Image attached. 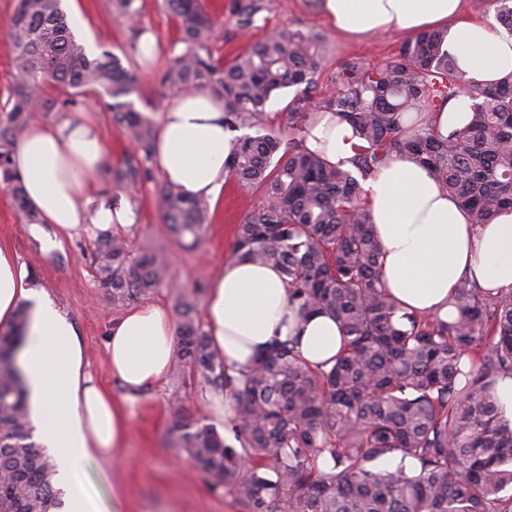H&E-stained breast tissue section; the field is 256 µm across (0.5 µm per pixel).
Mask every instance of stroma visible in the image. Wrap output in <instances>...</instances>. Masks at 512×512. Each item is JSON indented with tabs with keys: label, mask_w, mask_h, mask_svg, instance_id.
<instances>
[{
	"label": "stroma",
	"mask_w": 512,
	"mask_h": 512,
	"mask_svg": "<svg viewBox=\"0 0 512 512\" xmlns=\"http://www.w3.org/2000/svg\"><path fill=\"white\" fill-rule=\"evenodd\" d=\"M229 0H204L217 21L211 52L216 61L226 62L250 44L282 30H302L324 36V62L318 80L319 93L333 87L342 62L358 58L380 65L397 54L403 35L389 32L349 39L331 28L311 0H263L265 9L248 31H239L223 7ZM142 27L154 35L159 52L149 62H141L131 44L128 24L113 18L109 0H71L83 30L95 46H108L137 77L132 99L137 108L155 116L169 95L163 83L178 38L176 18L163 0H139ZM15 0H0V107L4 106L14 79L11 18ZM93 113L105 145L107 166L92 179L93 187L112 192L110 171L120 165L130 145L112 121L105 100L92 99L78 106ZM135 222L123 235L132 249L147 246L161 252L169 263L171 287H159L144 295V302L160 301L172 314H179L175 290L197 289L198 305H205L211 276L230 259L237 224L262 201V192L228 180L220 198L211 203L209 223L200 243L184 247L170 234L155 197L154 181H147L128 196ZM93 239L84 234L58 239L46 247L44 237L32 234L30 224L15 209L9 191L0 185V248L11 252L28 272L43 284L50 297L72 318L80 335L91 370L110 391L113 400L124 402L126 392L108 369L106 341L113 323L120 317L110 296L100 288L90 252ZM205 387L189 369L171 370L164 385L139 395L130 408L131 429L126 446L108 463H90L88 477L104 505H117L120 512H242L231 494L217 489L213 478L200 473L180 448L171 431L172 414L187 407L203 416L221 434H228L230 422L214 417L203 403Z\"/></svg>",
	"instance_id": "stroma-1"
}]
</instances>
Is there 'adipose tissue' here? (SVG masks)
<instances>
[{
  "label": "adipose tissue",
  "instance_id": "1",
  "mask_svg": "<svg viewBox=\"0 0 512 512\" xmlns=\"http://www.w3.org/2000/svg\"><path fill=\"white\" fill-rule=\"evenodd\" d=\"M319 9L337 33L356 39L447 30L449 56L478 83L512 72V35L494 20L464 16V0H321ZM156 128L155 166L162 178L188 195L217 199L227 181L224 160L237 136L223 102L200 91L172 93L156 114ZM303 139L308 149L343 168L359 152L353 128L332 112L315 113ZM105 160L97 124L86 113L31 128L11 156L29 199L57 236L133 224L128 201L90 189ZM362 187L381 245L383 282L403 309L448 322L456 315L452 296L461 281L496 294L512 292V211L489 224L473 223L428 170L408 159L390 161ZM23 304L29 312L18 364L31 420L59 463L63 512H105L86 467L109 461L125 446L128 403L168 376L178 346L173 316L164 304L151 302L128 309L113 324L108 365L127 393L122 406L90 370L67 311L0 249V329L11 326ZM205 331L233 376L277 340H295L301 358L314 367L330 365L343 346L327 313L300 314L279 268L237 258L210 281Z\"/></svg>",
  "mask_w": 512,
  "mask_h": 512
}]
</instances>
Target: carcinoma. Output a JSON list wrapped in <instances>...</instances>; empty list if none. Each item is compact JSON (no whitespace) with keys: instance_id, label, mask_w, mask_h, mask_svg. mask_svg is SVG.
<instances>
[{"instance_id":"obj_1","label":"carcinoma","mask_w":512,"mask_h":512,"mask_svg":"<svg viewBox=\"0 0 512 512\" xmlns=\"http://www.w3.org/2000/svg\"><path fill=\"white\" fill-rule=\"evenodd\" d=\"M512 34V0H496ZM138 43V0H110ZM177 18L183 49L165 73L169 90H207L224 100L230 125L260 127L270 99L296 89L282 113L288 138L268 132L231 143L229 177L262 191L260 205L237 226L233 256L278 267L301 313H331L345 346L328 369H312L292 341L278 342L235 383L196 317L195 291L178 292V365L229 393L235 417L230 443L192 410L179 409L172 431L196 468L218 480L245 512H512V422L500 416L496 387L512 374V292L494 295L467 281L457 288L448 323L401 312L381 280L358 177L393 158L425 166L476 224L512 209V72L491 83L464 78L444 49L446 32H424L380 66L344 62L335 88L317 95L323 64L319 35L285 31L219 63L210 45L216 23L203 0H164ZM244 31L262 0H230ZM15 75L0 109V184L28 223L39 211L11 167L18 139L43 112L47 96L62 107L95 94L134 145L112 170L127 192L152 178L155 128L129 96L136 76L108 49L91 56L77 41L62 0H16L11 20ZM461 94L468 121L440 134L403 127L409 112H435ZM314 112H334L363 145L355 171L330 165L306 148ZM156 199L170 232L196 244L206 231L208 200L165 182ZM92 258L99 285L121 308L168 280L166 258L127 241L98 236ZM28 311L0 330V512H54L56 468L34 440L27 392L15 363Z\"/></svg>"}]
</instances>
